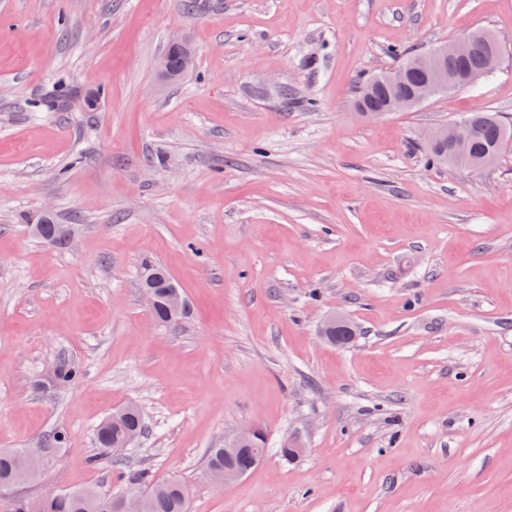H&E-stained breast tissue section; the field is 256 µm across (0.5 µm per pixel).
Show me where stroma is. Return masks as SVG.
<instances>
[{
  "label": "stroma",
  "instance_id": "35a3bbf8",
  "mask_svg": "<svg viewBox=\"0 0 512 512\" xmlns=\"http://www.w3.org/2000/svg\"><path fill=\"white\" fill-rule=\"evenodd\" d=\"M478 28L503 47L480 85L356 111L400 52ZM478 110L512 116V0H0V449L38 455L26 494L124 489L88 458L134 403L128 468L191 512H512V150L472 171L422 140ZM48 211L66 245L31 233ZM62 357L83 378L37 388ZM244 424L266 457L217 489L207 453ZM148 274L154 275L152 283H153L154 287L156 289H158V291L160 293L158 304L152 311L154 320L162 326H166V325H169L171 327L177 326L183 319H185L187 317L190 310H189V308H187V305H186L185 309L180 313V315L178 317L179 322L169 319L168 311L166 308L165 293L168 289L174 288V287L167 288L168 285L176 286L179 292H180V289L178 288L175 281L168 274V272L164 268H162L158 265H150L145 269V273L141 279L142 282H143L144 277Z\"/></svg>",
  "mask_w": 512,
  "mask_h": 512
}]
</instances>
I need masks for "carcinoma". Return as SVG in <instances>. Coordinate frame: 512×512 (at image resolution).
Returning <instances> with one entry per match:
<instances>
[{
  "instance_id": "obj_1",
  "label": "carcinoma",
  "mask_w": 512,
  "mask_h": 512,
  "mask_svg": "<svg viewBox=\"0 0 512 512\" xmlns=\"http://www.w3.org/2000/svg\"><path fill=\"white\" fill-rule=\"evenodd\" d=\"M470 118L476 123L468 150L463 162H473L494 165L500 159L496 153L497 146L502 141H512V123L501 119L493 112H474ZM433 159L438 162L456 166L460 160L453 155L452 147L444 142L439 146L429 148ZM35 235L53 243L64 244L66 238L60 234V225L50 217H44L37 225H31ZM145 274L153 275L152 283L160 293L158 304L153 309L154 320L162 325L171 327L178 322L169 319L166 308L165 293L167 286L175 284L168 272L158 266L150 265ZM82 377L81 369L74 363L61 359L55 364L53 376L46 383L53 387L65 386ZM144 432L141 411L133 407L125 419L121 421H104L96 430L95 444L99 453L89 459L93 467L103 463L110 464L113 469L121 470V478L131 486L145 487V512H188V491L178 480L156 481L145 469L124 471L123 458L112 454V448L131 437L139 438ZM267 438L264 432H259L249 444V449L227 454L222 448H211L207 455V469H222L224 465H232L239 469H254V454L251 449L258 448L266 451ZM29 462L38 465L36 456L18 450L0 451V489L12 484L19 465ZM119 495L103 492L95 487H87L76 491L63 493H46L38 497L19 496L11 504L12 512H113V502Z\"/></svg>"
}]
</instances>
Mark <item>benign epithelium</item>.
Masks as SVG:
<instances>
[{
	"mask_svg": "<svg viewBox=\"0 0 512 512\" xmlns=\"http://www.w3.org/2000/svg\"><path fill=\"white\" fill-rule=\"evenodd\" d=\"M500 57L501 46L490 31H472L463 38L447 41L423 55L407 60L397 68L370 78L362 87L364 96H371L376 81L389 85L400 91V94L387 107L369 108L360 100L356 103V109L364 115L380 117L408 106H418L439 94L474 86L496 70ZM418 69L424 76L410 89L408 81ZM470 131V121L462 118L427 132L423 141L428 145L448 141L463 151L469 141ZM255 430L253 424L238 429L224 437V447L240 449Z\"/></svg>",
	"mask_w": 512,
	"mask_h": 512,
	"instance_id": "1",
	"label": "benign epithelium"
}]
</instances>
